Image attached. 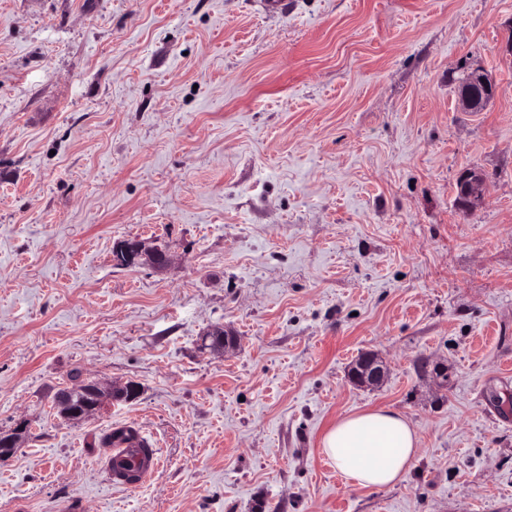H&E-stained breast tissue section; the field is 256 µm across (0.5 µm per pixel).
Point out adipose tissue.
Listing matches in <instances>:
<instances>
[{"instance_id":"1","label":"adipose tissue","mask_w":512,"mask_h":512,"mask_svg":"<svg viewBox=\"0 0 512 512\" xmlns=\"http://www.w3.org/2000/svg\"><path fill=\"white\" fill-rule=\"evenodd\" d=\"M419 444L403 414L376 409L338 418L323 434L321 451L347 481L381 489L405 479Z\"/></svg>"}]
</instances>
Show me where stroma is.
<instances>
[{
	"instance_id": "stroma-1",
	"label": "stroma",
	"mask_w": 512,
	"mask_h": 512,
	"mask_svg": "<svg viewBox=\"0 0 512 512\" xmlns=\"http://www.w3.org/2000/svg\"><path fill=\"white\" fill-rule=\"evenodd\" d=\"M475 70L499 92L465 112ZM145 237L169 269L113 263ZM369 352L376 388L348 378ZM76 371L139 393L66 422ZM369 409L420 437L381 490L320 448ZM22 421L0 512H512V0H0V431ZM125 426L160 458L131 487L101 445ZM485 173L476 168H465L457 176L456 186L464 199L468 211L480 209L487 197Z\"/></svg>"
}]
</instances>
